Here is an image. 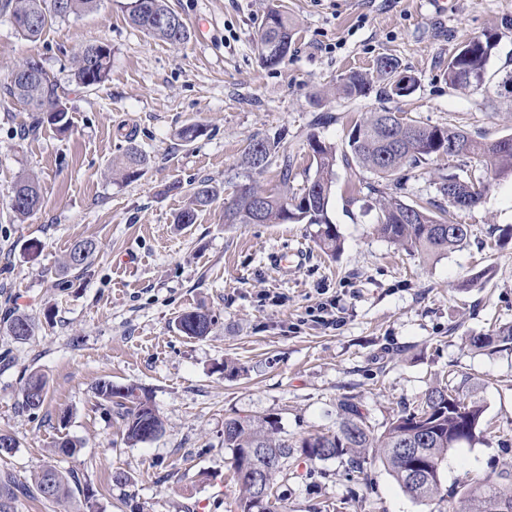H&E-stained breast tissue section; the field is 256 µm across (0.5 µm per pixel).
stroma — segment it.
I'll return each instance as SVG.
<instances>
[{
	"mask_svg": "<svg viewBox=\"0 0 512 512\" xmlns=\"http://www.w3.org/2000/svg\"><path fill=\"white\" fill-rule=\"evenodd\" d=\"M130 0L54 22L35 41L0 12V79L26 58L42 61L66 91L70 129L34 128L23 106L0 98V319L24 313L23 342L0 330V431L18 446L0 473L27 481L52 464L73 471L95 512H237L228 416L277 417L285 436L335 430L336 403L350 396L381 427L449 371L467 376L483 405L484 441L451 449L443 490L512 461V352H481L468 335L512 324V174L494 181L481 204L457 212L467 243L438 260L407 253L375 230L372 174L336 166L328 214L343 248L329 256L313 224H228L224 200L242 182L251 137L283 138L296 160L292 191L315 170L308 141L345 150L353 120L386 108L430 125L456 124L494 141L512 134V0H168L205 38L181 46L151 39L127 19ZM294 22L292 52L262 64L256 39L270 5ZM491 38L485 88H449V58L470 39ZM89 42L112 49L108 80L79 87L73 55ZM392 57L418 88L389 98L377 80L365 97L332 96L340 75L371 72ZM206 132L191 144L187 124ZM148 158L140 178L112 166L129 140ZM437 156L381 180L407 203L435 195L451 171ZM24 173L38 176L41 208L25 221L9 207ZM206 180L217 199L192 224L176 223L190 189ZM99 249L81 270L64 269L77 240ZM333 303L339 327L308 317ZM200 308L215 323L191 338L176 327ZM44 376L40 410L21 407L31 373ZM135 385L163 421L155 439L127 444L99 382ZM82 447L55 455L57 441ZM127 480L114 482L115 473ZM290 512H438L439 501L405 494L381 462L366 475L339 460L285 486Z\"/></svg>",
	"mask_w": 512,
	"mask_h": 512,
	"instance_id": "1",
	"label": "stroma"
}]
</instances>
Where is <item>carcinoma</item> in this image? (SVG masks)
Masks as SVG:
<instances>
[{
	"instance_id": "obj_1",
	"label": "carcinoma",
	"mask_w": 512,
	"mask_h": 512,
	"mask_svg": "<svg viewBox=\"0 0 512 512\" xmlns=\"http://www.w3.org/2000/svg\"><path fill=\"white\" fill-rule=\"evenodd\" d=\"M51 8V0H0V11L9 14L20 36L32 40L57 20H64L81 12L92 11L99 0H58ZM129 23L149 37L171 45H184L190 40V31L181 16L172 10L166 0H131L128 6ZM292 22L277 8L266 14L258 33L257 46L263 53L264 64L282 63L292 49ZM491 42L474 38L448 59L445 68L448 86L463 89L475 81L487 80V63ZM26 59L16 65L7 78L0 82V93L18 102L34 113L35 124L47 123L59 131L69 127L68 111L62 102L64 91L45 67L37 69L30 78H23L28 65ZM112 66V49L104 43H88L75 53L73 80L83 87L101 85L108 80ZM400 69L394 58L385 57L377 62V78L392 88L394 73ZM369 74L351 71L336 82V92L353 99L366 95L370 87ZM458 145L464 155L454 159L457 172L443 175L437 182L432 197L408 204L368 184L369 193L377 196V231L397 247L427 258H439L462 246L470 237L468 224L453 225L448 216L453 203L448 194L474 200L479 204L495 177L512 173V146L495 147L479 135L457 126L421 125L412 119L372 111L358 119L348 134L349 151L343 155L345 163L353 162L359 168L379 177L387 178L405 167H418L439 156L440 148L431 147V141ZM312 162L316 165L313 179L306 181L301 193L288 195L286 188L295 178L294 158L279 140L250 139L242 157L246 170L248 195L242 189L233 191L224 202L226 224H315L318 226L319 246L327 253L336 254L341 241L328 215L332 186L336 178L337 150L332 144L315 137L309 140ZM146 157L129 139V146L118 166L124 180L142 175ZM276 164L281 193L268 191L253 179ZM318 185L322 192L313 195L311 188ZM41 190L39 181L32 176L20 177L12 187L11 209L20 220L33 215L42 205L43 198L29 200L27 196ZM216 190L206 181H200L190 192L189 200L176 216L177 224H193L198 212L214 201ZM98 250L93 238L76 241L69 250L66 266L85 267ZM214 324L212 315L202 310H188L177 318V327L192 338L207 336ZM5 333L16 341L32 336L33 321L25 314H16L4 322ZM478 350H512V324L503 325L493 333H478L467 337ZM47 383L43 376L32 373L26 379L22 398L28 410L40 409L47 397ZM95 394L116 409L121 420L126 442L131 445L150 441L146 431H162L163 423L153 408L150 398L139 394L133 385H114L104 381L97 385ZM339 422L332 433H310L291 441L282 436L277 418L271 416L227 417L224 419V447L232 451L233 479L239 486L240 512H288L286 498L280 491L281 482L295 475L299 464L311 474L317 461L347 459L350 469L365 473L375 458H380L400 488L417 499H439L448 503L450 494L442 493V472L448 461V451L462 445L474 446L483 441L481 421L483 407L468 397L465 379L454 372L446 381L429 387L420 401L406 407L385 423L384 430L376 433L360 407L348 396L338 400ZM400 448L418 449L417 461L422 464L424 483L417 487L411 480L409 461L398 453ZM260 454L276 462L267 477L268 496L261 501V491L243 471L251 454ZM79 489L73 473H66L47 465L31 479V484L17 481L9 473H0V512H16L19 497L31 494L52 502H68ZM512 496V463L505 462L497 477L478 478L470 485L466 499L470 512H500L498 504L504 495Z\"/></svg>"
}]
</instances>
